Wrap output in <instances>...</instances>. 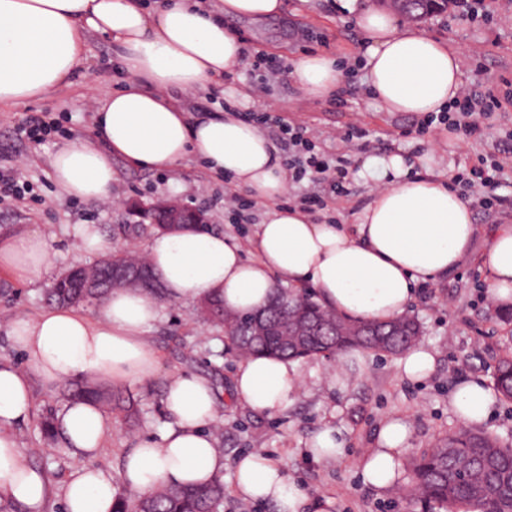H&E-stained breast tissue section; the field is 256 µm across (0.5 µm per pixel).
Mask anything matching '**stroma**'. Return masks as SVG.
I'll list each match as a JSON object with an SVG mask.
<instances>
[{"label":"stroma","instance_id":"obj_1","mask_svg":"<svg viewBox=\"0 0 512 512\" xmlns=\"http://www.w3.org/2000/svg\"><path fill=\"white\" fill-rule=\"evenodd\" d=\"M336 0H284L281 15L260 21H235L234 26L250 54L230 78L210 90L179 94V105L192 104L205 112L232 107L242 119L269 102L277 115L301 127L306 137L330 157L346 156L349 161L347 195L329 198L325 208L311 212L313 221L348 224L353 212L366 205L378 183L360 176L366 156L400 154L420 170L430 160L434 171L457 173L477 164L479 158L495 156L504 164L498 203L474 205V222L480 230L498 224L512 225V104L493 112L481 138L464 141L436 126L421 131L422 115L383 112L374 104L359 67L363 34L355 17L339 12ZM497 13L488 24H469L447 12L419 21L418 29L448 41L460 60L461 80L479 92L497 89L502 80L512 81V0H497ZM88 61L70 85L27 101L9 112H0V171L21 169L28 184L25 200L0 203V234L31 227L43 229L55 250L54 271L62 273L71 263L87 262L77 241L69 233L76 224H97L104 232L113 226L132 223L123 204L137 200L151 204L171 199L201 210L210 228L233 236L245 257H253L255 224L261 223L267 207L256 204L248 210L224 205L226 179L211 175L193 156L171 170L139 168L123 158L112 160L111 200L89 204L64 195L52 177L51 160L58 144L94 137V116L98 102L118 85L115 60L118 48L112 39L89 34ZM276 57L282 69H290L299 56L322 52L336 58L344 72L337 98L318 100L298 90L287 74L272 83L265 101H241L238 89L248 88L258 78L253 52ZM49 115L60 122L58 132L40 143L20 140L18 126L32 115ZM365 128L366 145L345 148L339 134L349 126ZM13 288L12 300L0 298V361L24 365L25 359L9 336L11 323L47 308L46 290L50 278L31 283L0 272V283ZM423 327L421 341L436 354V367L420 382L402 378L396 359L364 352L359 363L348 367L346 389L330 386L329 360L315 357L298 361L304 387L286 412L261 414L241 404L233 391L237 359L221 339L220 328L203 322L197 305L165 304L160 318L145 331V341L155 354L159 368L146 380L119 383V390L139 400L136 421L123 413L110 417V429L102 448L90 457V465L120 477L122 461L137 436L160 435L172 423L163 398L173 375L192 373L210 382L221 411L218 419L223 435L216 445L224 456V512H276L273 504L241 496L235 486L237 458L259 452L279 462L290 481L304 495L303 512H311L315 501L327 498L331 512H420L421 505L409 494V462L420 450L439 438L459 432L462 422L449 400L456 386L468 380L493 386L498 360L512 356V325L504 324L492 297L487 272L480 259L468 261L457 271L422 283L407 309ZM33 408L17 428L18 444L30 464L43 472L50 496L43 512H64V488L79 456L59 449L41 430L43 417L59 412L64 403L60 389H47L37 374H30ZM408 418L413 436L400 456V491H379L363 483L358 463L376 445L384 422L393 416ZM340 430L342 455L317 460L307 452L311 438L324 426Z\"/></svg>","mask_w":512,"mask_h":512}]
</instances>
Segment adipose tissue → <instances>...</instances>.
Masks as SVG:
<instances>
[{
    "mask_svg": "<svg viewBox=\"0 0 512 512\" xmlns=\"http://www.w3.org/2000/svg\"><path fill=\"white\" fill-rule=\"evenodd\" d=\"M338 11L356 15L366 42L364 82L380 110L427 115L445 111L462 88L458 52L450 43L401 24L393 14L337 0ZM282 0H223L215 13L198 0H0V112L70 84L87 61L89 33L111 36L128 85L112 92L97 111L95 138L60 145L52 157L56 184L89 203L112 196V159L147 168H171L196 154L210 173L244 185L269 210L255 231V256L221 232L182 229L156 233L146 249L163 295L116 288L96 316L52 306L15 319L9 330L25 367L0 362V499L42 512L48 485L18 446L15 427L32 411L29 372L48 388L94 375L113 382L144 379L156 368L143 333L163 302L189 305L218 296L226 309L264 307L278 282L307 284L328 309L363 321H387L404 313L419 283L460 267L473 254V210L443 175H410L404 157L364 158L363 173L382 180L350 224L316 223L299 208L277 207L287 179L275 144L254 124L231 112L189 120L171 92L198 93L241 62L243 41L231 20H263L281 13ZM290 78L309 97L326 99L344 74L335 59L309 53L294 61ZM54 248L40 229L0 236V269L35 280L53 267ZM481 260L501 308L512 307V225H498ZM301 389L293 361L241 359L236 397L257 412L288 408ZM496 402L483 383H461L450 398L465 426L484 422ZM174 424L159 437H138L124 458L121 479L83 465L65 488V512H112L120 485L148 492L160 485L209 483L224 468L209 426L216 399L208 380L177 375L164 395ZM109 426L93 401H74L57 414L55 428L66 448L95 454ZM411 426L389 418L377 444L360 461L365 484L392 488L401 477L399 457ZM235 484L245 498L272 502L277 512H299L303 497L283 468L260 453L242 455Z\"/></svg>",
    "mask_w": 512,
    "mask_h": 512,
    "instance_id": "adipose-tissue-1",
    "label": "adipose tissue"
}]
</instances>
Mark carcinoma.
Masks as SVG:
<instances>
[{
  "mask_svg": "<svg viewBox=\"0 0 512 512\" xmlns=\"http://www.w3.org/2000/svg\"><path fill=\"white\" fill-rule=\"evenodd\" d=\"M154 275L147 261L117 250L93 265H72L48 288L58 306L98 304L109 288H132L139 275ZM206 320L224 328L235 354L244 357L330 358L351 349L396 356L421 336L411 315L395 320L361 322L330 311L310 293L293 295L277 289L276 298L255 312L234 314L212 299L202 309ZM494 386L512 401V357L497 366ZM68 401L92 399L109 405L112 394L92 382L71 384ZM413 491L427 506L443 512H512V446L485 433L462 430L438 440L411 462ZM224 483L216 478L199 487L163 486L147 494L119 492L115 512H222Z\"/></svg>",
  "mask_w": 512,
  "mask_h": 512,
  "instance_id": "carcinoma-1",
  "label": "carcinoma"
}]
</instances>
